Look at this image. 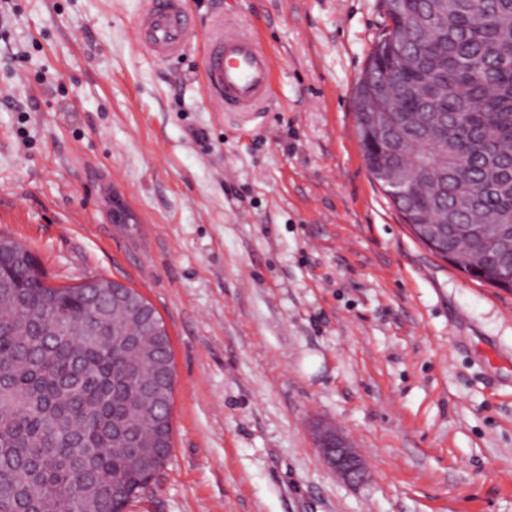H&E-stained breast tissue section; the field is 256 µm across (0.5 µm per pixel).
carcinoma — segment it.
<instances>
[{
  "label": "carcinoma",
  "mask_w": 512,
  "mask_h": 512,
  "mask_svg": "<svg viewBox=\"0 0 512 512\" xmlns=\"http://www.w3.org/2000/svg\"><path fill=\"white\" fill-rule=\"evenodd\" d=\"M390 26L357 87L368 169L418 239L448 212L433 253L512 289V0H383ZM441 86L431 102L415 66ZM405 171L400 194L386 179ZM49 286L35 257L0 237V512H125L171 453L170 338L136 327L113 348L112 281ZM165 396L155 410L143 388Z\"/></svg>",
  "instance_id": "obj_1"
}]
</instances>
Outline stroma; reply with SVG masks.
I'll return each instance as SVG.
<instances>
[{
  "label": "stroma",
  "instance_id": "stroma-1",
  "mask_svg": "<svg viewBox=\"0 0 512 512\" xmlns=\"http://www.w3.org/2000/svg\"><path fill=\"white\" fill-rule=\"evenodd\" d=\"M143 2L0 9V236L53 285L134 288L170 336L171 455L126 512H512V291L419 241L356 136L382 0H187L164 63L131 39ZM219 15L272 58L258 111L205 93ZM318 450L342 479L352 484L363 480L364 462L339 434L333 431L322 433L318 440Z\"/></svg>",
  "mask_w": 512,
  "mask_h": 512
}]
</instances>
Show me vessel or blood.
<instances>
[{"label":"vessel or blood","mask_w":512,"mask_h":512,"mask_svg":"<svg viewBox=\"0 0 512 512\" xmlns=\"http://www.w3.org/2000/svg\"><path fill=\"white\" fill-rule=\"evenodd\" d=\"M193 19L186 0H146L132 27V39L158 61L184 53ZM269 55L252 35L225 29L215 20L203 50L202 81L219 108L245 112L266 97L272 83Z\"/></svg>","instance_id":"vessel-or-blood-1"}]
</instances>
